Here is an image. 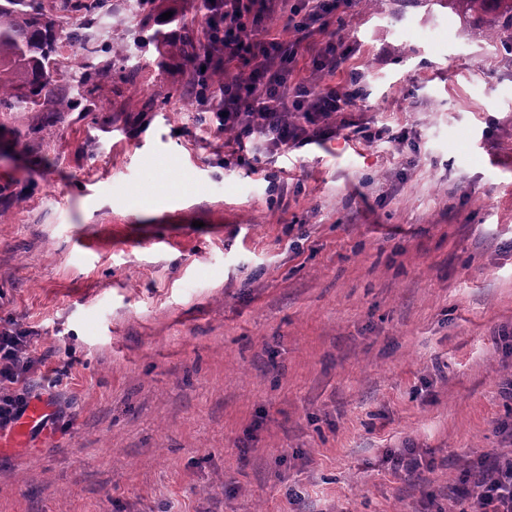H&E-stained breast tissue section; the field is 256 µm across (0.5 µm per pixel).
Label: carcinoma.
Wrapping results in <instances>:
<instances>
[{"label": "carcinoma", "instance_id": "obj_1", "mask_svg": "<svg viewBox=\"0 0 512 512\" xmlns=\"http://www.w3.org/2000/svg\"><path fill=\"white\" fill-rule=\"evenodd\" d=\"M465 17L489 20L490 37L512 52V0H451ZM73 48L66 69L61 44ZM160 58L199 61L198 40L193 24L173 15L146 38ZM128 62L120 49L86 42L83 31L56 28L42 0H0V113L2 112H85L92 101L81 89L103 75L88 71L87 56Z\"/></svg>", "mask_w": 512, "mask_h": 512}]
</instances>
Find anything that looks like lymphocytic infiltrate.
I'll use <instances>...</instances> for the list:
<instances>
[{"label": "lymphocytic infiltrate", "mask_w": 512, "mask_h": 512, "mask_svg": "<svg viewBox=\"0 0 512 512\" xmlns=\"http://www.w3.org/2000/svg\"><path fill=\"white\" fill-rule=\"evenodd\" d=\"M352 4L353 0H207L205 58L215 69L239 63L246 71L200 96L202 124L217 135L232 133L236 152H249L256 159L336 136L335 117L358 100L353 87L361 82L359 74L349 73L343 85L289 82L297 44L271 33L266 21L284 9L289 27L308 34L325 29L330 15ZM46 360L34 347L31 330L0 324L1 432L11 431L40 394L55 406L43 427H56L65 418L57 394L68 371L39 376ZM470 473L477 490L465 498L461 512H512V451L501 453L491 468L473 464Z\"/></svg>", "instance_id": "f902f5d3"}]
</instances>
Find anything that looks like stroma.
<instances>
[{
  "label": "stroma",
  "instance_id": "obj_1",
  "mask_svg": "<svg viewBox=\"0 0 512 512\" xmlns=\"http://www.w3.org/2000/svg\"><path fill=\"white\" fill-rule=\"evenodd\" d=\"M55 20L129 44L137 0ZM337 136L253 160L193 63L89 85L0 131V318L71 421L0 447V512H447L512 423V63L448 0H355ZM424 466L394 471L387 451Z\"/></svg>",
  "mask_w": 512,
  "mask_h": 512
}]
</instances>
